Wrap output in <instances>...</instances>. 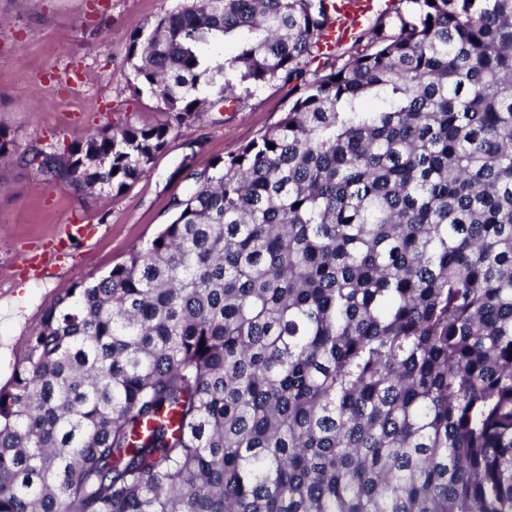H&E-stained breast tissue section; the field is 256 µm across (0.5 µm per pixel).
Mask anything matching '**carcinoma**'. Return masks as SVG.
<instances>
[{"label":"carcinoma","mask_w":512,"mask_h":512,"mask_svg":"<svg viewBox=\"0 0 512 512\" xmlns=\"http://www.w3.org/2000/svg\"><path fill=\"white\" fill-rule=\"evenodd\" d=\"M400 2L338 67L332 0H178L129 40L166 120L27 158L119 193L293 96L25 338L0 512H512V0Z\"/></svg>","instance_id":"carcinoma-1"}]
</instances>
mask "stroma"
<instances>
[{"label":"stroma","mask_w":512,"mask_h":512,"mask_svg":"<svg viewBox=\"0 0 512 512\" xmlns=\"http://www.w3.org/2000/svg\"><path fill=\"white\" fill-rule=\"evenodd\" d=\"M174 0H0V130L19 153L0 165V350L18 359L59 291L125 263L173 217L171 202L192 173L277 123L291 106L286 87L243 93L237 111L209 110L173 137L150 175L120 193L86 200L41 173L25 153L79 139L90 128L163 120L150 92L129 82L130 33L149 27ZM94 224L91 239L67 244L38 273L26 254L58 238L63 225Z\"/></svg>","instance_id":"1"}]
</instances>
